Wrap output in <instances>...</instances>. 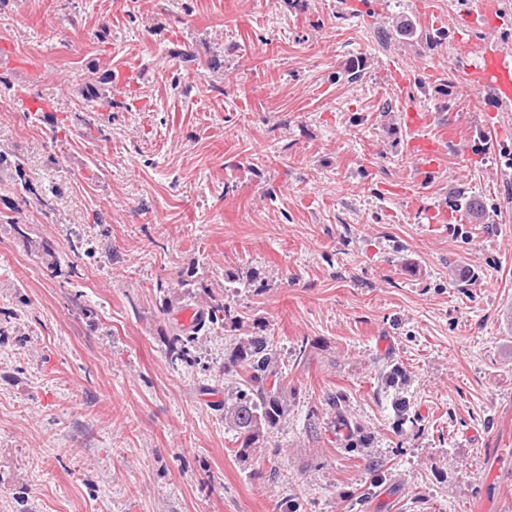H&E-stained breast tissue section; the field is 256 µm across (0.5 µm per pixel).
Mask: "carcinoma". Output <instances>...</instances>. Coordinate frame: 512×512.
<instances>
[{"mask_svg": "<svg viewBox=\"0 0 512 512\" xmlns=\"http://www.w3.org/2000/svg\"><path fill=\"white\" fill-rule=\"evenodd\" d=\"M189 286L187 281L175 285L161 279L157 282V288L169 295L166 303L170 311L180 299L176 288ZM242 323L243 318L224 296L209 294L192 326L173 327L166 358L172 365L195 364L201 359L200 341L212 333L225 332L224 374L233 376L234 381L224 386V402L216 407L224 411V424L235 432L236 458L246 463L262 452L279 455V444L273 438L294 411L298 392L288 379V367L274 337L263 326L241 336ZM346 402L342 393L327 398L335 416L336 434L353 448L361 443L362 428L347 414Z\"/></svg>", "mask_w": 512, "mask_h": 512, "instance_id": "1", "label": "carcinoma"}]
</instances>
